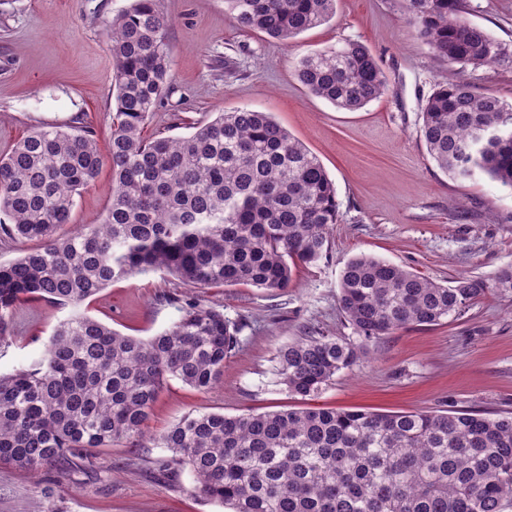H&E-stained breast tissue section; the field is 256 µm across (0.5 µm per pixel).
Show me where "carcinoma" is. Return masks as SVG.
Masks as SVG:
<instances>
[{
  "label": "carcinoma",
  "mask_w": 512,
  "mask_h": 512,
  "mask_svg": "<svg viewBox=\"0 0 512 512\" xmlns=\"http://www.w3.org/2000/svg\"><path fill=\"white\" fill-rule=\"evenodd\" d=\"M239 27L288 41L329 21L336 0H225ZM430 52L448 65L422 110L427 152L449 178L483 175L512 190V104L451 77L456 66L506 64L512 51L464 16V0H404ZM168 20L134 0L112 22L116 112L102 156L87 125L40 128L0 155V231L36 248L0 263V339L17 305L78 308L115 279L167 271L197 288L288 287L292 266L323 257L339 217L320 160L265 112H221L187 136H144L167 88ZM299 82L358 110L387 77L367 46L299 59ZM109 206L98 224L61 236L75 194L103 164ZM512 290V265L488 283L444 285L361 254L342 273L339 306L356 340L305 336L277 353L280 383L318 396L364 345L407 326L458 318L489 289ZM242 326L188 302L168 329L124 335L85 313L60 321L41 360L0 375V463L37 474L83 470L93 450L146 437L167 382L213 388L239 349ZM158 470H190L195 490L229 512H507L512 507V414L376 413L291 407L261 414L189 413L158 439Z\"/></svg>",
  "instance_id": "cac0c4a2"
}]
</instances>
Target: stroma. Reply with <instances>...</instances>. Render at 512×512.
Here are the masks:
<instances>
[{
  "label": "stroma",
  "instance_id": "obj_1",
  "mask_svg": "<svg viewBox=\"0 0 512 512\" xmlns=\"http://www.w3.org/2000/svg\"><path fill=\"white\" fill-rule=\"evenodd\" d=\"M132 0H0V153L38 127L90 124L108 151L115 111L109 30ZM467 18L512 47V0H465ZM170 47L166 93L146 136H185L217 113H271L322 162L336 185L337 224L323 258L294 267L287 289L246 285L195 288L162 272L112 281L80 310L122 334L148 338L169 328L186 301L241 323L240 347L215 388L169 381L154 403L148 438L100 449L93 472L52 468L39 475L0 465V512H226L194 492L193 477L159 475L168 456L156 437L189 413L229 416L292 405L280 382L278 350L318 331L349 338L339 304L345 264L360 254L447 283L492 281L512 265V190L489 178L457 182L442 173L420 137L422 108L445 66L418 39L403 0H337L326 23L284 42L241 29L224 0H159ZM359 41L388 83L356 111L311 96L296 76L299 58ZM460 79L512 102V67L466 66ZM102 167L80 189L70 223L95 224L110 201ZM44 301L19 305L0 374L37 361L54 326L71 315ZM314 405L374 412H512V292L493 290L456 320L410 326L369 343L367 357L342 370Z\"/></svg>",
  "mask_w": 512,
  "mask_h": 512
}]
</instances>
